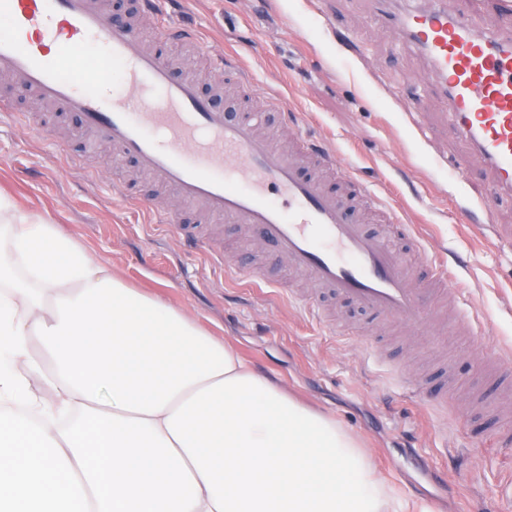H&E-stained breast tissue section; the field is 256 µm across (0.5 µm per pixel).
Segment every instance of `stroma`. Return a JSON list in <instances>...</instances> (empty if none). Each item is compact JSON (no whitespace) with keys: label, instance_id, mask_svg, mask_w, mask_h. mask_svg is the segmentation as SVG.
Here are the masks:
<instances>
[{"label":"stroma","instance_id":"obj_1","mask_svg":"<svg viewBox=\"0 0 512 512\" xmlns=\"http://www.w3.org/2000/svg\"><path fill=\"white\" fill-rule=\"evenodd\" d=\"M177 22L197 29L212 53L230 56L271 98L272 115L332 152L404 222L427 235L415 256L445 258L458 274L472 334H429L350 312L337 301L332 319L299 303L309 284L290 275L274 247L237 224L185 216L196 244L154 223L142 206L181 210L116 163L111 146H87L66 113H52L47 137L0 111V193L20 212L60 225L110 261L129 285L193 314L236 346L263 375L361 437L396 495L431 512H512V390L486 376L480 356L512 345V244L476 235L486 190L484 167L467 176L450 161L463 146L448 124V102L425 89L426 60L377 22L370 0H185ZM129 178L119 198L112 184ZM242 258L276 285L240 278ZM378 338L383 363L365 341ZM449 398L447 414L436 409ZM418 452L427 464L410 459Z\"/></svg>","mask_w":512,"mask_h":512}]
</instances>
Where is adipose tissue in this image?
<instances>
[{
  "label": "adipose tissue",
  "instance_id": "1",
  "mask_svg": "<svg viewBox=\"0 0 512 512\" xmlns=\"http://www.w3.org/2000/svg\"><path fill=\"white\" fill-rule=\"evenodd\" d=\"M0 512L408 510L335 418L0 194Z\"/></svg>",
  "mask_w": 512,
  "mask_h": 512
}]
</instances>
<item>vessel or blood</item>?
Returning a JSON list of instances; mask_svg holds the SVG:
<instances>
[{
  "instance_id": "vessel-or-blood-1",
  "label": "vessel or blood",
  "mask_w": 512,
  "mask_h": 512,
  "mask_svg": "<svg viewBox=\"0 0 512 512\" xmlns=\"http://www.w3.org/2000/svg\"><path fill=\"white\" fill-rule=\"evenodd\" d=\"M177 2L139 0V9L154 19L158 40L198 43L194 28L173 21ZM376 2L378 18L426 59L455 134L484 163L491 197L512 195V30L476 29L477 16L512 17V0H473L453 14L438 0L400 13ZM0 19L9 24L0 74L78 114L117 160H134L184 205L255 231L332 296L417 329L431 325L436 297H457L452 271L431 266L429 287H416L403 253L366 232L351 198L391 216L367 185L350 180L344 195L306 173L312 162L336 169L333 153L303 135L277 149L253 120L229 113L172 60L145 50L131 24L111 23L100 0H0ZM88 43L103 49L101 66L78 60Z\"/></svg>"
}]
</instances>
